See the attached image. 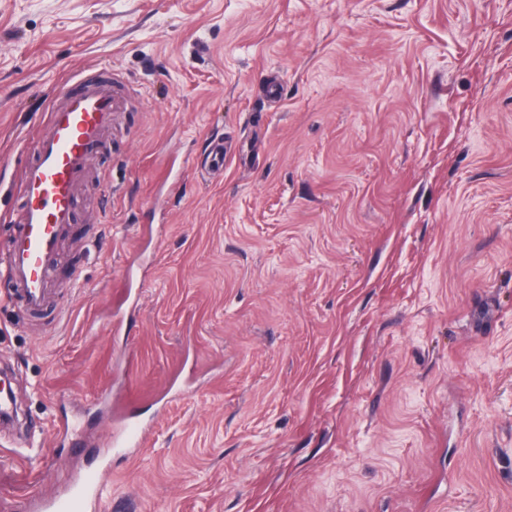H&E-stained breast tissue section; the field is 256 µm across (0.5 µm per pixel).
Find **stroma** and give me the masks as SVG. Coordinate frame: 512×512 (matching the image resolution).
I'll return each mask as SVG.
<instances>
[{"mask_svg": "<svg viewBox=\"0 0 512 512\" xmlns=\"http://www.w3.org/2000/svg\"><path fill=\"white\" fill-rule=\"evenodd\" d=\"M107 67L56 300L0 305V512H512V0H0V241ZM128 422L118 432H114L113 446L116 448H138L142 446L146 437V429L133 421L131 416L126 417ZM100 477L89 471L77 477L64 495L47 499L41 506L43 512H90L96 510L97 489Z\"/></svg>", "mask_w": 512, "mask_h": 512, "instance_id": "stroma-1", "label": "stroma"}]
</instances>
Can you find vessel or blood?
<instances>
[{"label": "vessel or blood", "mask_w": 512, "mask_h": 512, "mask_svg": "<svg viewBox=\"0 0 512 512\" xmlns=\"http://www.w3.org/2000/svg\"><path fill=\"white\" fill-rule=\"evenodd\" d=\"M76 88L51 103L49 132L31 144L21 179L18 214L0 251V280L9 285L8 298L29 311L47 309L52 260L61 240L76 221L78 188L87 161L112 128L115 113L125 111L127 84L118 71L108 78L75 75ZM145 428L128 421L113 435L117 448L142 446ZM100 477L90 471L77 477L64 495L43 502L42 512H94Z\"/></svg>", "instance_id": "vessel-or-blood-1"}]
</instances>
